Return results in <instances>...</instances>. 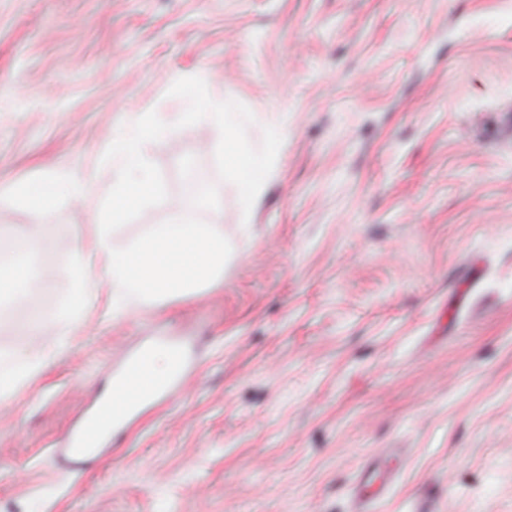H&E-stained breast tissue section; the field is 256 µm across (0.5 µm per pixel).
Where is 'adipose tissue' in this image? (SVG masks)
Returning a JSON list of instances; mask_svg holds the SVG:
<instances>
[{
    "mask_svg": "<svg viewBox=\"0 0 512 512\" xmlns=\"http://www.w3.org/2000/svg\"><path fill=\"white\" fill-rule=\"evenodd\" d=\"M91 191L90 183L70 177L59 179L48 176L36 184L17 183L13 188V196L30 217L29 223L17 227V234L31 238L43 235L45 228L40 224L39 216L44 209L52 206L59 198L80 200Z\"/></svg>",
    "mask_w": 512,
    "mask_h": 512,
    "instance_id": "ef3b65f1",
    "label": "adipose tissue"
}]
</instances>
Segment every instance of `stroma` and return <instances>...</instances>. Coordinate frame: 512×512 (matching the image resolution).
<instances>
[{"label":"stroma","instance_id":"1","mask_svg":"<svg viewBox=\"0 0 512 512\" xmlns=\"http://www.w3.org/2000/svg\"><path fill=\"white\" fill-rule=\"evenodd\" d=\"M254 116L286 115L250 215L220 180L216 127L148 146L167 203L115 231L129 245L184 201L232 246L212 282L107 310L109 284L52 347L65 261L93 249L112 131L174 75ZM512 0H0V225L11 189L74 175L94 191L44 210V260L15 350L47 363L0 399V512H512ZM40 325H32V315ZM172 337L193 368L82 470L57 451L130 358Z\"/></svg>","mask_w":512,"mask_h":512}]
</instances>
